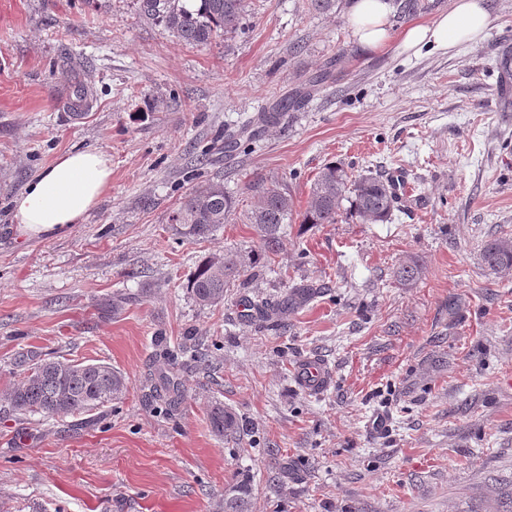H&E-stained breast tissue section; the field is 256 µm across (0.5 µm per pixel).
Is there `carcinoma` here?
<instances>
[{"label":"carcinoma","mask_w":512,"mask_h":512,"mask_svg":"<svg viewBox=\"0 0 512 512\" xmlns=\"http://www.w3.org/2000/svg\"><path fill=\"white\" fill-rule=\"evenodd\" d=\"M143 15L187 45L205 46L218 35L229 38L243 24L246 0H140ZM309 92H298L282 99L274 109L227 135L235 144L256 138L260 128L275 122L281 113L300 106ZM251 196L247 220L258 237L259 250L227 257L209 256L199 264L188 282L196 304L212 306L224 302L233 288H247L263 272V260L275 255L290 224H335L343 202L362 221L383 223L395 209L387 181L372 174L349 175L340 163L325 164L310 187L307 206L296 211L288 186L273 178L256 174L246 184ZM237 198L221 182H211L192 192L170 216L176 234L186 238H207L224 228L236 212ZM481 260L485 267L502 278L512 276V240L497 238L483 246ZM421 267L414 259L399 264L394 272L404 285L415 284ZM316 294L312 285L293 287L281 304L255 299L253 307L262 322H277L290 309L307 303ZM24 367L19 383L5 396L13 411L38 414L45 418H63L97 410L119 399L126 390L124 376L101 363H77L54 357L21 360ZM212 432L224 436L237 421L215 406L209 416ZM251 488L237 483L224 497V512H250Z\"/></svg>","instance_id":"obj_1"}]
</instances>
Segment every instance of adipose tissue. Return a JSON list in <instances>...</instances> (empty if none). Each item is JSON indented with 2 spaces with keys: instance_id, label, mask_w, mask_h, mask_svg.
<instances>
[{
  "instance_id": "obj_1",
  "label": "adipose tissue",
  "mask_w": 512,
  "mask_h": 512,
  "mask_svg": "<svg viewBox=\"0 0 512 512\" xmlns=\"http://www.w3.org/2000/svg\"><path fill=\"white\" fill-rule=\"evenodd\" d=\"M392 0H353L350 21L360 49L377 52L391 38L388 18ZM489 14L483 0H455L434 24H413L401 34V45L450 48L476 41L485 31ZM112 186V162L103 152L86 148L59 155L33 177L12 201L16 224L25 233L50 234L86 221Z\"/></svg>"
}]
</instances>
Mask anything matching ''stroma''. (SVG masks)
<instances>
[{
	"mask_svg": "<svg viewBox=\"0 0 512 512\" xmlns=\"http://www.w3.org/2000/svg\"><path fill=\"white\" fill-rule=\"evenodd\" d=\"M401 2L396 36L453 0ZM351 4L248 0L237 34L192 47L139 0H0V512H224L237 482L251 512H512V278L481 261L512 238L497 94L512 0H485L479 41L417 53H360ZM324 71L259 141L225 149L228 129ZM74 148L111 157V191L85 223L20 234L13 198ZM331 161L404 169L415 200L383 224L290 225L252 291L196 304L198 262L258 239L241 212L211 238L176 235L183 198L218 179L238 196L261 173L301 210ZM411 257L422 276L405 287L392 270ZM295 284L320 293L279 326L243 317L252 294ZM26 353L110 365L127 391L61 420L17 414L4 391ZM309 357L333 371L322 391L296 381ZM165 378L171 409L150 389ZM218 403L241 425L221 439Z\"/></svg>",
	"mask_w": 512,
	"mask_h": 512,
	"instance_id": "obj_1",
	"label": "stroma"
}]
</instances>
